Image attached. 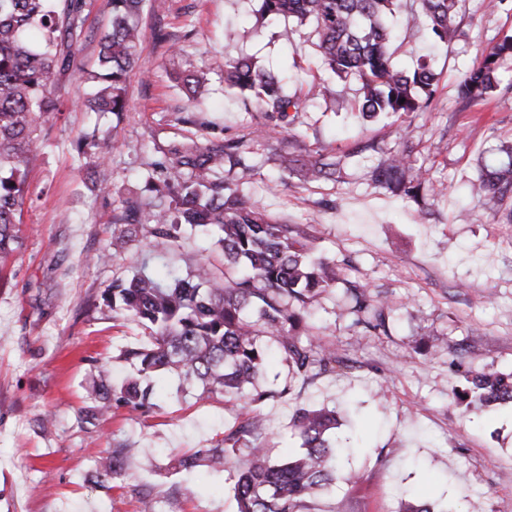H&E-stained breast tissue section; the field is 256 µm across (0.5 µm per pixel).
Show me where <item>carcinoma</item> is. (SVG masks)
<instances>
[{
	"label": "carcinoma",
	"mask_w": 512,
	"mask_h": 512,
	"mask_svg": "<svg viewBox=\"0 0 512 512\" xmlns=\"http://www.w3.org/2000/svg\"><path fill=\"white\" fill-rule=\"evenodd\" d=\"M146 0H108L110 25L99 36L98 68L89 73L81 104L96 115L121 120L126 112V83L138 63L140 16ZM460 0H261L264 15H277L299 25L315 24L324 63L339 78L361 83L358 111L365 118L418 112L430 104L438 85L429 58H418L411 69L396 66L389 51L391 19L410 11L418 29L437 41L458 36L455 16ZM87 0H0V255L18 244L14 228L26 191L29 169L45 140L43 119L60 111L61 103L49 86L75 65L77 44L84 35ZM512 60V35L490 47L480 65L465 72L458 84L461 99L475 101L498 86L505 61ZM224 83L251 93L268 117H288L303 102L288 92V77L256 66L249 57L227 55L212 63ZM192 102L206 86L205 73L175 72ZM116 147L114 132L99 131L75 146L101 160ZM285 171L304 180L327 176L326 165L282 154ZM253 170L245 152L222 139L179 142L167 149V163L147 180L153 197L147 203L123 205L124 229L112 234V254L138 240L141 215L148 213L151 235L169 247L190 230L215 241L224 256V268L198 262L190 273L170 269L162 277L147 274L115 277L104 293L112 309L126 312L146 331L143 341L123 351L136 374L124 380L119 396L109 380L93 382L99 413L112 404L132 411L155 406L152 379L175 372L198 384L199 399L230 396L248 415L211 448L172 459L175 468L192 471L204 464L222 471L237 458L234 497L238 512H304L308 499L345 479L339 470L336 444L328 434L335 428L336 410L313 406L299 410L290 422L301 439L303 452L275 459L263 446V419L251 406L279 397L287 388L260 389L258 380L276 357L288 371L310 380L343 365L336 349L309 338L310 304L336 287V266L312 256L309 233L298 224H282L261 212L240 184L224 177V170ZM377 182L402 197L415 199L423 174L410 173L408 156L388 154L374 168ZM478 200L496 210L512 198V160L486 165L477 187ZM248 270L238 277L239 267ZM352 313L367 328H386L385 307L378 305L365 318V300L352 298ZM268 341H263V338ZM463 393L467 404L488 406L512 403V372L484 368L471 372ZM129 449L119 448L96 462L99 476L117 479L125 474Z\"/></svg>",
	"instance_id": "obj_1"
}]
</instances>
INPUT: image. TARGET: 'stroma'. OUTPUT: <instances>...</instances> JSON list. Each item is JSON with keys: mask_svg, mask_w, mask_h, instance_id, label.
<instances>
[{"mask_svg": "<svg viewBox=\"0 0 512 512\" xmlns=\"http://www.w3.org/2000/svg\"><path fill=\"white\" fill-rule=\"evenodd\" d=\"M259 7L147 0L128 110L115 150L100 162L74 151L96 121L79 103L81 74L95 70L109 25L107 0H89L77 69L50 87L61 110L43 125L48 141L29 174L19 246L0 256V512H140L144 494L156 512H237L234 466L187 473L170 464L240 424L237 406L199 400L198 387L181 388L173 373L156 378L162 397L146 412L116 406L98 415L86 392L99 361L110 362L113 382L129 375L120 353L144 336L104 305L114 277L166 264L185 271L202 259L222 266L210 239L187 233L173 249L137 244L97 259L121 227L122 201L144 195L169 144L214 138L242 143L253 165L244 190L268 215L305 225L316 255L340 270L337 288L312 304L311 332L350 368L305 381L273 360L260 378L285 391L259 408L273 456L299 451L289 421L300 409L338 413L339 464L353 480L312 498L307 512H398L408 498L436 512L450 502L460 512H512V404L479 409L456 399L466 369L512 366V224L470 194L480 167L504 162L498 147L512 142V62L486 99L457 95L493 38L512 33V0L491 11L463 0L452 43L393 45L394 62L407 69L431 54L438 87L425 111L370 121L355 110L359 83L338 81L324 64L314 25L295 26L287 44L284 19L260 18ZM228 53L288 70L303 112L269 119L213 71L199 106L187 109L175 70L209 67ZM322 83L337 92L333 108L316 94ZM287 151L335 164L336 173L304 182L281 169ZM401 151L443 190L427 197V216L372 179L382 155ZM352 288L387 303L385 329L357 324ZM118 446L132 451L124 478L100 480L96 459Z\"/></svg>", "mask_w": 512, "mask_h": 512, "instance_id": "1", "label": "stroma"}]
</instances>
